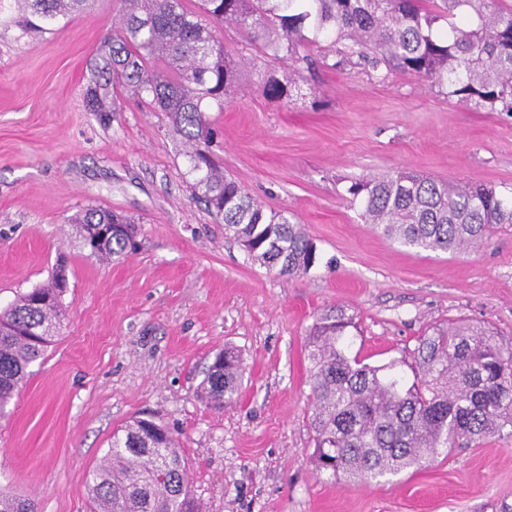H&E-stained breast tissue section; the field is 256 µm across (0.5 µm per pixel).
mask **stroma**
<instances>
[{
	"mask_svg": "<svg viewBox=\"0 0 512 512\" xmlns=\"http://www.w3.org/2000/svg\"><path fill=\"white\" fill-rule=\"evenodd\" d=\"M120 0H94L53 31L0 27V309L46 283L65 256L62 325L0 418V491L38 512H97L87 477L137 417L169 428L201 512H512V436L440 452L379 480L317 472L309 426L310 327L353 315L346 343L406 382L419 339L464 320L512 342V226L463 252L401 245L364 224L352 180L408 171L512 192V114L448 98L408 74L283 61L233 26L239 70L212 113L224 171L266 209L303 224L317 262L282 276L224 237L197 198L165 113L128 96L88 111L90 63ZM290 82L267 99L266 75ZM100 207L136 224L139 246L104 264L72 214ZM231 347L237 402L197 395Z\"/></svg>",
	"mask_w": 512,
	"mask_h": 512,
	"instance_id": "35a3bbf8",
	"label": "stroma"
}]
</instances>
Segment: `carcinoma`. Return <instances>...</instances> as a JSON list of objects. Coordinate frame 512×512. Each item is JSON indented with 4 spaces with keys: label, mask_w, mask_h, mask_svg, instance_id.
<instances>
[{
    "label": "carcinoma",
    "mask_w": 512,
    "mask_h": 512,
    "mask_svg": "<svg viewBox=\"0 0 512 512\" xmlns=\"http://www.w3.org/2000/svg\"><path fill=\"white\" fill-rule=\"evenodd\" d=\"M91 0H0V22L47 33ZM122 14L101 42L86 88L91 112H116L126 91L163 112L186 147L192 188L224 223V235L247 241V254L281 275L308 272L316 249L288 211L266 212L212 152L209 113L224 111L237 83L236 63L216 30L234 25L283 60L307 61L325 49L330 69L360 59L372 68L415 75L448 89V96L491 112L512 113V6L503 0H121ZM446 21L439 30L436 23ZM337 60L329 62V54ZM272 101L289 96L276 77L262 83ZM364 223L406 246L460 252L479 245L501 224H512V196L493 188L452 184L406 171L369 176L348 188ZM82 247L101 260L133 250L136 226L97 207L76 212ZM97 224H122L106 235ZM51 281L0 311V416L29 367L60 328L64 289ZM353 317L332 307L306 338L311 414L319 472L365 479L396 475L452 448L512 434V344L490 329L455 322L420 339L415 379L350 356ZM243 374L233 348L217 354L199 387L214 409L233 403ZM88 491L99 512H199L186 462L169 431L135 419L112 434ZM0 512H37L31 500L0 498Z\"/></svg>",
    "instance_id": "obj_1"
}]
</instances>
